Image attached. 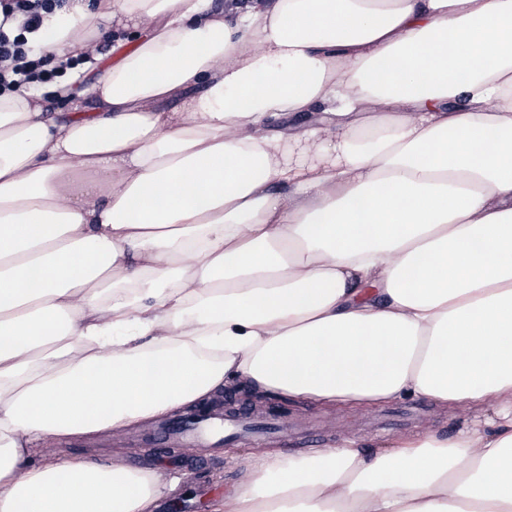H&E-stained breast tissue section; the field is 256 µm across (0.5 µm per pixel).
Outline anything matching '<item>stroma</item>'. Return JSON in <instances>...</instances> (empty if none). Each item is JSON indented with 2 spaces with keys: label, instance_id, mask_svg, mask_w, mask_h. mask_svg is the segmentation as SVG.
<instances>
[{
  "label": "stroma",
  "instance_id": "35a3bbf8",
  "mask_svg": "<svg viewBox=\"0 0 512 512\" xmlns=\"http://www.w3.org/2000/svg\"><path fill=\"white\" fill-rule=\"evenodd\" d=\"M263 404L271 414L282 416L288 427L315 425L318 442L284 448L274 439L245 444L219 437L208 448L172 451L147 448L141 440L143 430L138 427L76 436L60 444H40L30 449L28 458L44 464L61 455L80 456L102 464L155 470L178 480L174 489L163 491L157 512H212L213 503L225 493L249 484L252 462L264 455L309 459L349 439L377 447L426 433L452 435L479 414L466 404L442 405L426 397L348 406L267 395Z\"/></svg>",
  "mask_w": 512,
  "mask_h": 512
}]
</instances>
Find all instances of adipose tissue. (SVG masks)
<instances>
[{
	"instance_id": "adipose-tissue-1",
	"label": "adipose tissue",
	"mask_w": 512,
	"mask_h": 512,
	"mask_svg": "<svg viewBox=\"0 0 512 512\" xmlns=\"http://www.w3.org/2000/svg\"><path fill=\"white\" fill-rule=\"evenodd\" d=\"M105 23L134 48L64 121L0 94V512H155V473L30 446L236 381L494 409L261 460L224 512H512V0H73L35 40Z\"/></svg>"
}]
</instances>
